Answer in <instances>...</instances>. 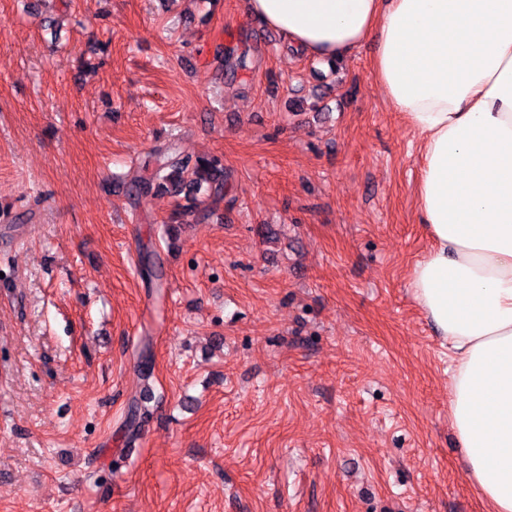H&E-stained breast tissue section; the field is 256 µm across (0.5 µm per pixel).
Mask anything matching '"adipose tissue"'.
<instances>
[{"instance_id":"obj_1","label":"adipose tissue","mask_w":512,"mask_h":512,"mask_svg":"<svg viewBox=\"0 0 512 512\" xmlns=\"http://www.w3.org/2000/svg\"><path fill=\"white\" fill-rule=\"evenodd\" d=\"M321 64L374 39L373 78L420 137L433 242L409 286L448 346V410L489 512H512V0H246Z\"/></svg>"}]
</instances>
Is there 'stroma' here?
Wrapping results in <instances>:
<instances>
[{"instance_id":"obj_1","label":"stroma","mask_w":512,"mask_h":512,"mask_svg":"<svg viewBox=\"0 0 512 512\" xmlns=\"http://www.w3.org/2000/svg\"><path fill=\"white\" fill-rule=\"evenodd\" d=\"M262 29L245 0H0V512H487L408 286L418 137L372 44L323 78ZM170 145L224 164L206 221L113 189Z\"/></svg>"}]
</instances>
